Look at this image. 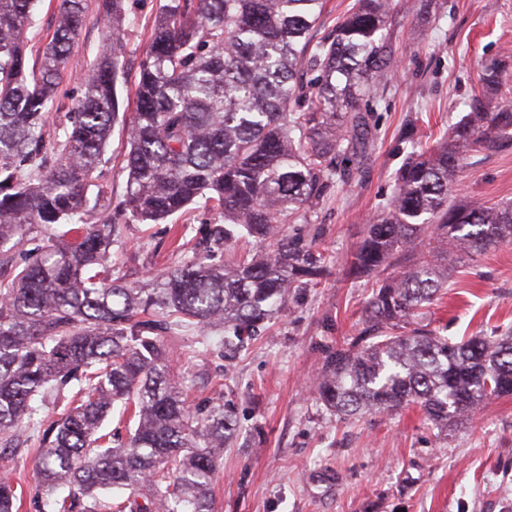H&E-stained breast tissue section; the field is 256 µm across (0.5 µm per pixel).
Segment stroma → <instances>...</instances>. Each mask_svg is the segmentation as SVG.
I'll use <instances>...</instances> for the list:
<instances>
[{
	"instance_id": "stroma-1",
	"label": "stroma",
	"mask_w": 512,
	"mask_h": 512,
	"mask_svg": "<svg viewBox=\"0 0 512 512\" xmlns=\"http://www.w3.org/2000/svg\"><path fill=\"white\" fill-rule=\"evenodd\" d=\"M437 18L394 15L398 67L371 100L375 143L354 181L330 194L312 216L316 247L335 262L331 273L268 322L243 347L223 350L221 333L173 329L166 343L170 375L187 405L238 406L239 432L214 480L216 512H512V397L491 401L448 433L431 430L419 411L371 413L343 420L313 394L332 347L355 336L369 297L365 282L345 276L364 224L385 205L404 155L398 137L409 120L420 134L441 135L459 120L487 68L504 71L498 93L512 103V0H437ZM88 0L80 36L67 60L58 102L68 112L104 44L106 28ZM160 0H125L122 31L131 62L122 94H133ZM125 134L115 127L106 149L103 201H120L127 172ZM461 197L512 202V145L469 154L456 176ZM217 213L189 211L164 224H124L107 259L113 275L141 285L189 260L203 224ZM440 335L460 339L512 330V244L457 262L447 294L424 315ZM78 389L70 383L35 396L18 446L0 447V475L16 486L18 512H42L36 459L46 429Z\"/></svg>"
}]
</instances>
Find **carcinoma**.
Returning <instances> with one entry per match:
<instances>
[{
  "mask_svg": "<svg viewBox=\"0 0 512 512\" xmlns=\"http://www.w3.org/2000/svg\"><path fill=\"white\" fill-rule=\"evenodd\" d=\"M35 0H0V445L35 413L34 396L79 384L37 463L44 494L69 489L57 512H215L212 480L239 430L234 406L189 408L169 374L173 327L224 330V348L257 335L316 285L333 256L290 235L309 224L373 143L360 102L396 64L392 0H354L319 40L324 0H165L138 63L133 100L119 28L123 0H99L112 28L73 111L53 120L65 61L86 0H58L56 24L30 60ZM503 71L448 136L406 152L387 206L364 227L347 276L371 294L360 338L329 352L317 399L341 418L405 407L443 433L470 411L512 396V331L453 341L419 320L448 288V257L473 258L512 243V206L457 199L466 154L512 143V104L495 106ZM127 130L126 187L97 224L93 193L112 129ZM194 207L206 225L199 250L146 286L109 278L104 263L121 223L162 224ZM56 225L44 249L16 261L14 246ZM242 238L272 248L222 264L214 253ZM137 425L117 447L100 433L113 405ZM125 489L145 504H109ZM0 476V512H15Z\"/></svg>",
  "mask_w": 512,
  "mask_h": 512,
  "instance_id": "cac0c4a2",
  "label": "carcinoma"
}]
</instances>
